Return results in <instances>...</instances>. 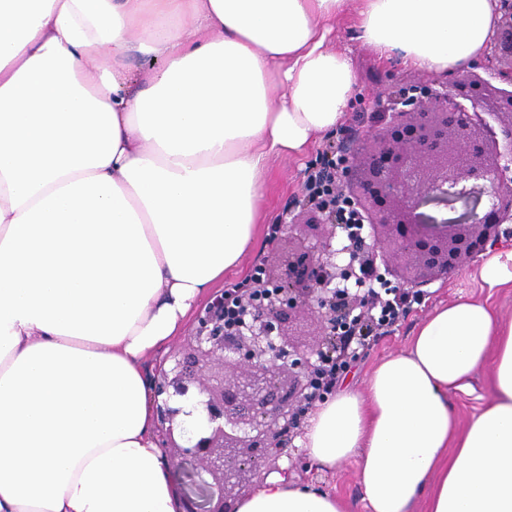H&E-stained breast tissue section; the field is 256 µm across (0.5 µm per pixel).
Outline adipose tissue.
I'll return each mask as SVG.
<instances>
[{
    "mask_svg": "<svg viewBox=\"0 0 512 512\" xmlns=\"http://www.w3.org/2000/svg\"><path fill=\"white\" fill-rule=\"evenodd\" d=\"M343 4L0 0V512H179L147 361L254 246L271 159L343 119ZM498 20L496 0H360L355 27L444 73ZM303 444L356 463L367 512H512V317L435 308L365 390L314 408ZM351 510L279 473L238 506ZM484 394L483 376L473 383V390L469 393H457L456 403L463 419L470 417L479 405L477 397Z\"/></svg>",
    "mask_w": 512,
    "mask_h": 512,
    "instance_id": "adipose-tissue-1",
    "label": "adipose tissue"
}]
</instances>
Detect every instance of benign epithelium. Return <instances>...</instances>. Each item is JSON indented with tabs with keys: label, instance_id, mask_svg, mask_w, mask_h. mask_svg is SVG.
I'll list each match as a JSON object with an SVG mask.
<instances>
[{
	"label": "benign epithelium",
	"instance_id": "7a95c632",
	"mask_svg": "<svg viewBox=\"0 0 512 512\" xmlns=\"http://www.w3.org/2000/svg\"><path fill=\"white\" fill-rule=\"evenodd\" d=\"M497 2L501 22L477 61L356 101L330 151L327 193L288 210L273 264L233 295L242 324L224 325L215 296L172 366L155 370L159 447L179 470L182 512H237L257 471L300 434L321 362L381 301L350 281L412 292L447 279L512 223V0Z\"/></svg>",
	"mask_w": 512,
	"mask_h": 512
}]
</instances>
